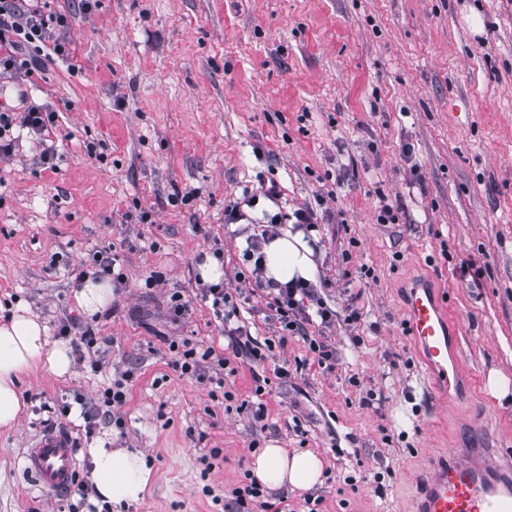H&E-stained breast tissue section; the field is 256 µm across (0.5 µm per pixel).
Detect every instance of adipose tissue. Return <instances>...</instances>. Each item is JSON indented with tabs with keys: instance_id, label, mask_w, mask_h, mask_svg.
<instances>
[{
	"instance_id": "adipose-tissue-1",
	"label": "adipose tissue",
	"mask_w": 512,
	"mask_h": 512,
	"mask_svg": "<svg viewBox=\"0 0 512 512\" xmlns=\"http://www.w3.org/2000/svg\"><path fill=\"white\" fill-rule=\"evenodd\" d=\"M265 279L285 284L297 279L315 281L314 249L303 232L282 229L264 247ZM110 278L86 276L73 297L87 317L101 314L112 302ZM42 369L54 377L73 373L69 347L49 341L47 327L25 303L11 307L0 316V431L17 428L25 407L19 389L21 379ZM90 464L95 506L119 507L143 499L152 481V470L137 448H111L102 444L86 449ZM323 462L310 451L287 452L275 445L264 448L253 460L251 473L265 487L288 485L308 489L320 483Z\"/></svg>"
}]
</instances>
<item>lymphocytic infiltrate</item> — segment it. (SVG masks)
<instances>
[{
	"mask_svg": "<svg viewBox=\"0 0 512 512\" xmlns=\"http://www.w3.org/2000/svg\"><path fill=\"white\" fill-rule=\"evenodd\" d=\"M69 26L65 13L52 10L50 0H0V77L18 84L34 82L41 73L47 54L70 57L65 32ZM56 127V113L48 105L32 104L22 111L0 110V162L10 159L18 144L19 133L35 136L42 149L39 165L54 169L55 149L49 144ZM321 219L317 210L303 206L291 214L265 215L259 233L247 237L243 254L252 263L251 272L236 271L231 287L206 284L201 289L203 300L209 301L216 318L222 320L225 351L243 362L263 360L262 345L243 326L234 325L239 314V304L249 301L255 292H263L267 318L279 343L289 337L308 338L313 362L326 372L336 368V349L328 340L312 339L308 328L312 322L329 326L333 313L326 307L313 285L295 282L281 285L262 281V246L278 235L281 224L291 222L308 228L315 227ZM129 372H122L120 380L106 388L98 401L85 407L83 417L87 433H94L99 425H112L124 429L121 408L127 399L125 381ZM273 492L264 490L257 481L235 487L224 503L225 512H288L287 507L274 502Z\"/></svg>",
	"mask_w": 512,
	"mask_h": 512,
	"instance_id": "obj_1",
	"label": "lymphocytic infiltrate"
}]
</instances>
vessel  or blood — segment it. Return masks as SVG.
<instances>
[{
    "label": "vessel or blood",
    "mask_w": 512,
    "mask_h": 512,
    "mask_svg": "<svg viewBox=\"0 0 512 512\" xmlns=\"http://www.w3.org/2000/svg\"><path fill=\"white\" fill-rule=\"evenodd\" d=\"M404 311L411 336L421 346L432 385H447L460 373L450 339L448 312L424 282L413 283ZM20 469L32 490H70L77 472L73 440L56 426L40 428L20 456ZM414 512H512V475L494 459L477 465L454 458L438 465L413 502Z\"/></svg>",
    "instance_id": "obj_1"
}]
</instances>
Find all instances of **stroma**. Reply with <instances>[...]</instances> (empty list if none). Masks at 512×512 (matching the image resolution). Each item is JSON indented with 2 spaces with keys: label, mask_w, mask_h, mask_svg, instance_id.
I'll use <instances>...</instances> for the list:
<instances>
[{
  "label": "stroma",
  "mask_w": 512,
  "mask_h": 512,
  "mask_svg": "<svg viewBox=\"0 0 512 512\" xmlns=\"http://www.w3.org/2000/svg\"><path fill=\"white\" fill-rule=\"evenodd\" d=\"M53 7L69 16L81 70L59 59L38 85L0 87V106L51 105L60 131L54 171L39 168L30 138L0 162V301L26 302L53 330L81 315L73 291L89 251L116 255L127 280L90 321L110 339L98 370L84 362L65 380L25 377L27 411L0 432V512H88L79 495L31 491L19 457L49 409L77 394L97 400L123 370L121 443L153 469L127 512H224L225 491L271 444L323 461L321 485L284 487L291 512L308 494L322 512H410L414 467L457 448L512 453V399L485 389L489 370L512 377V0ZM269 180L280 198L259 208L333 213L313 246L318 293L337 320L309 334L328 336L336 369L304 367L308 345L292 337L224 385L181 374L169 340L224 347L198 292L199 258L223 247L232 281L244 240L224 206ZM385 202L396 223H377ZM466 263L479 275L462 277ZM155 273L162 284L146 287ZM415 280L448 301L463 372L446 390L430 388L404 326ZM175 290L189 308L177 322L167 314ZM353 293L362 317L349 325ZM257 376L268 381L261 425L239 408Z\"/></svg>",
  "instance_id": "stroma-1"
}]
</instances>
